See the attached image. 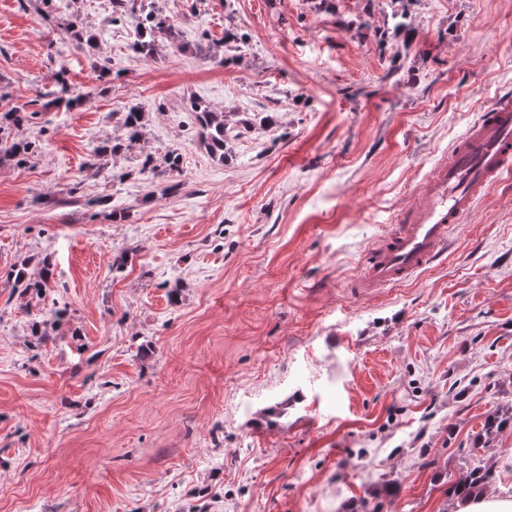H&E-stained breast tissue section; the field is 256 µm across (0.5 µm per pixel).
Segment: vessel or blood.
I'll return each mask as SVG.
<instances>
[{"label": "vessel or blood", "mask_w": 512, "mask_h": 512, "mask_svg": "<svg viewBox=\"0 0 512 512\" xmlns=\"http://www.w3.org/2000/svg\"><path fill=\"white\" fill-rule=\"evenodd\" d=\"M512 174V94L495 97L468 127L434 174L402 207L396 225L367 257L353 288L370 294L410 280L440 259L454 228L476 203Z\"/></svg>", "instance_id": "1"}]
</instances>
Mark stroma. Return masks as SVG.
Wrapping results in <instances>:
<instances>
[{
	"label": "stroma",
	"instance_id": "1",
	"mask_svg": "<svg viewBox=\"0 0 512 512\" xmlns=\"http://www.w3.org/2000/svg\"><path fill=\"white\" fill-rule=\"evenodd\" d=\"M154 4L180 37L148 58L107 0H0V108L41 143L0 165V512H457L476 463L511 496L512 428L477 438L512 404V181L429 269L348 285L512 89V0ZM74 18L104 57L56 56ZM60 69L89 103L37 100ZM185 100L226 113L225 160ZM132 106L140 147L88 168ZM7 277H13L15 285L20 287L18 290L21 295H27L30 293L42 295L43 293H46L47 288H50L48 275L40 276L39 279H31V277H28V273L24 268L16 270L11 269L7 272Z\"/></svg>",
	"mask_w": 512,
	"mask_h": 512
}]
</instances>
